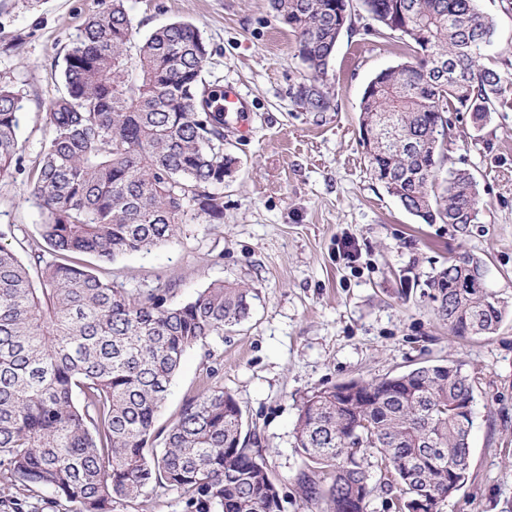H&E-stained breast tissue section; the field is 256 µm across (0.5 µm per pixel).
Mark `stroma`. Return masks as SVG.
Returning <instances> with one entry per match:
<instances>
[{
	"label": "stroma",
	"instance_id": "stroma-1",
	"mask_svg": "<svg viewBox=\"0 0 512 512\" xmlns=\"http://www.w3.org/2000/svg\"><path fill=\"white\" fill-rule=\"evenodd\" d=\"M111 0H0V84L22 96L20 164L0 178V243L20 256L40 245L28 176L47 136L45 114L62 89L63 57ZM497 33L490 63L512 58V0H478ZM139 36L174 21L196 26L209 47L207 83L235 87L248 132L224 127L238 159L220 191L224 221L188 220L148 252L108 262L80 256L105 281L133 293L172 287L171 303L217 282L253 289L249 316L185 353L156 426L210 388L240 405L244 430L277 483L282 512H315L299 491L304 468L295 423L314 391L352 380L455 362L476 373L470 477L441 512H512V312L489 336L458 338L439 320L428 283L451 256L485 262L486 284L512 309V112L493 114L480 136L455 124L450 161L477 178L479 221L427 224L375 181L359 139V105L382 69L406 61L395 40L365 34L356 12L328 70L327 112L296 100L304 66L296 37L268 0H127ZM356 259H347L345 239Z\"/></svg>",
	"mask_w": 512,
	"mask_h": 512
}]
</instances>
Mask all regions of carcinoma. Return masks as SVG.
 Instances as JSON below:
<instances>
[{
    "instance_id": "1",
    "label": "carcinoma",
    "mask_w": 512,
    "mask_h": 512,
    "mask_svg": "<svg viewBox=\"0 0 512 512\" xmlns=\"http://www.w3.org/2000/svg\"><path fill=\"white\" fill-rule=\"evenodd\" d=\"M353 0H270L296 33L308 71L297 90L308 112L332 109V55ZM397 38L409 60L377 73L360 101L359 134L373 178L426 224H476L474 174L445 167L448 114L480 132L512 112L500 71L484 63L496 24L477 0H358ZM126 0L88 20L64 57L63 90L46 112L48 136L29 189L51 259L24 260L0 244V495L49 493L66 512H112L150 486L186 499L191 512H282L261 455L241 440L243 412L221 388L187 402L165 436L157 413L188 348L248 317L257 295L213 283L168 303L170 289L133 294L68 257L110 261L172 238L188 216L224 220V87L202 73L208 46L191 23L164 25L139 43ZM21 95L0 86V178L19 153ZM400 139L374 150L364 121ZM470 255L448 260L429 288L438 317L458 337L488 335L504 304L468 287ZM477 376L453 363L359 382L345 401L326 387L303 401L296 448L299 485L316 512H368L374 487L394 490L401 512H440L469 478ZM163 438L156 450L155 441Z\"/></svg>"
}]
</instances>
